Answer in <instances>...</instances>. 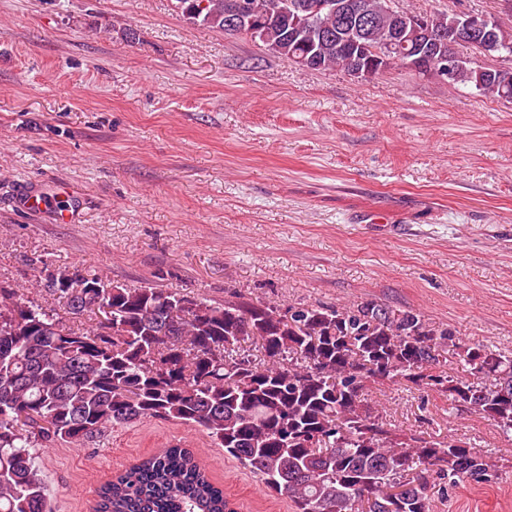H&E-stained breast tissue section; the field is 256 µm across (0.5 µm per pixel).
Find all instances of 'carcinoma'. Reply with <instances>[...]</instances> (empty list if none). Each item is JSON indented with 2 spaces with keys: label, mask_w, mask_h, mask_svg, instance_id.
I'll list each match as a JSON object with an SVG mask.
<instances>
[{
  "label": "carcinoma",
  "mask_w": 512,
  "mask_h": 512,
  "mask_svg": "<svg viewBox=\"0 0 512 512\" xmlns=\"http://www.w3.org/2000/svg\"><path fill=\"white\" fill-rule=\"evenodd\" d=\"M244 1L264 21L263 46L289 62L307 52L312 70L344 71V47L368 17L370 48L410 10L385 0H300L319 25L288 34L295 0H176L190 22L226 35L224 14ZM448 34L460 16L428 14ZM490 42L512 50L495 23ZM497 70L466 63L456 84L492 85ZM37 287L57 312L0 282V512H53L38 474V447L83 446L109 430L157 418L191 425L257 474L294 512H430L438 480L482 482L494 466L467 441L398 433L368 392L391 382L430 386L473 405L512 440V352L466 344L444 324L374 301L347 308H281L241 291L211 304L175 291L128 287L95 273L58 269ZM259 342L264 362L241 349ZM162 359L167 367L155 366ZM95 512H233L224 489L188 448L147 456L103 484Z\"/></svg>",
  "instance_id": "carcinoma-1"
}]
</instances>
